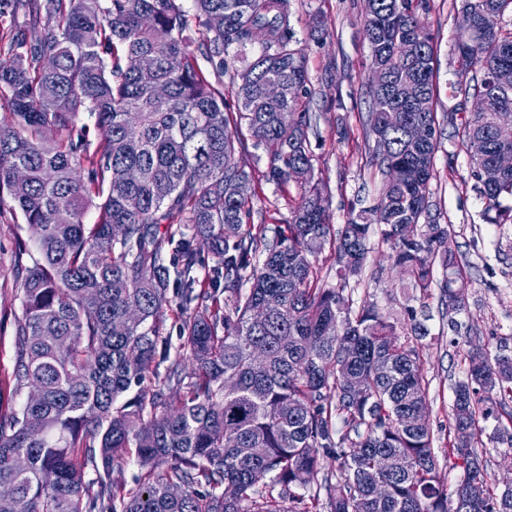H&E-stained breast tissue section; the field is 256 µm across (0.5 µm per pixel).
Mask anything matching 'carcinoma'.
I'll return each mask as SVG.
<instances>
[{
    "label": "carcinoma",
    "mask_w": 512,
    "mask_h": 512,
    "mask_svg": "<svg viewBox=\"0 0 512 512\" xmlns=\"http://www.w3.org/2000/svg\"><path fill=\"white\" fill-rule=\"evenodd\" d=\"M193 2L217 67L232 48L260 47L234 72L232 112L195 64L180 0H0V209L20 211L40 253L17 275L12 371L40 397L0 415V512H512V486L488 472L479 439L492 418L493 447L512 448V411L495 413L512 402V337L485 342L455 319L467 266L430 211L441 129L426 0H365L370 68L382 71L368 87L372 162L404 177L344 224L313 182L317 123L301 108L311 91L289 0ZM470 2L474 31L456 37L452 89L485 110L457 132L485 219L512 224V169L496 164L512 150V27L502 23L512 0ZM143 54L152 70L126 67ZM270 80L285 97L265 96ZM415 123L428 127L419 143L407 137ZM250 144L268 154L267 181L304 189L286 224L251 223L238 190L252 181L238 163ZM92 206L98 220L86 224ZM374 224L410 286L438 289L464 366L448 425V460L462 472L453 484L430 423L408 421L429 413L418 344L427 307L409 305L401 320L345 294ZM325 250L334 284L317 265ZM173 302L182 343L161 375L152 366L168 358ZM128 448L141 466L130 489L111 479ZM19 455L27 468L15 467Z\"/></svg>",
    "instance_id": "carcinoma-1"
}]
</instances>
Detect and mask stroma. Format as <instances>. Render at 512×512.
<instances>
[{"label": "stroma", "mask_w": 512, "mask_h": 512, "mask_svg": "<svg viewBox=\"0 0 512 512\" xmlns=\"http://www.w3.org/2000/svg\"><path fill=\"white\" fill-rule=\"evenodd\" d=\"M322 18V38L311 36L315 18ZM291 26L305 56L308 87L313 93L309 110L317 116L310 137L314 157V179L334 223L342 224L351 213L375 204L382 176L371 161L372 144L363 129L369 110L366 93L370 75V48L363 37V0H290ZM436 44L437 112L442 127L436 166L431 180V212L440 223L453 227L458 256L468 265L467 308L460 322L484 335L512 336V224L494 225L484 217L485 202L478 192L470 159L453 127L471 112L451 86L455 74L453 44L459 24L456 0H427L420 13ZM257 47L248 46L227 56L224 70H216L206 57L198 64L213 85L223 89L228 105L236 98L232 77L236 68L252 61ZM240 165L253 177L250 196L253 223H287L300 200L296 184L276 185L264 174L268 157L263 149L248 148ZM25 242L26 255L17 244ZM373 251L361 279H350L348 291L354 303L377 302L391 312L407 305L427 304L432 314L429 334L420 341L422 368L430 381V413L435 445H448V418L453 402L452 384L464 367L448 344V325L442 318L438 297L421 299L418 289L392 269L388 249L379 233H372ZM38 251L20 215L0 210V413L9 414L27 398L16 390L10 375L16 358L14 321L21 313L20 290L14 277L16 260L31 264Z\"/></svg>", "instance_id": "35a3bbf8"}]
</instances>
